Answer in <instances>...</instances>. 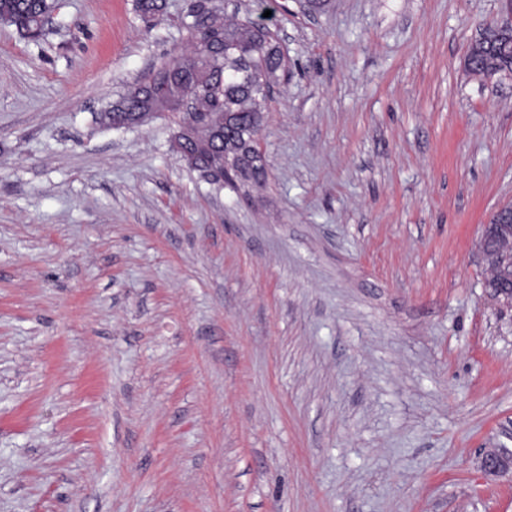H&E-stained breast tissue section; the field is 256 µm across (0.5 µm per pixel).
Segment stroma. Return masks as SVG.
Instances as JSON below:
<instances>
[{"instance_id": "35a3bbf8", "label": "stroma", "mask_w": 512, "mask_h": 512, "mask_svg": "<svg viewBox=\"0 0 512 512\" xmlns=\"http://www.w3.org/2000/svg\"><path fill=\"white\" fill-rule=\"evenodd\" d=\"M0 25V512H512V0H268L267 177L220 186L164 117H95L185 52L188 0ZM481 34L484 37L479 41L474 40L471 43L465 59V66L471 73H486L493 70L492 67L477 69L474 66L475 59L483 54L486 40L497 46L498 54L501 58V66H504V60H512V16L510 21L506 23L485 27ZM479 248L489 276L485 288L491 297L512 308V207L500 208L490 224H484ZM510 280V282H508Z\"/></svg>"}]
</instances>
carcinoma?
<instances>
[{"instance_id": "obj_1", "label": "carcinoma", "mask_w": 512, "mask_h": 512, "mask_svg": "<svg viewBox=\"0 0 512 512\" xmlns=\"http://www.w3.org/2000/svg\"><path fill=\"white\" fill-rule=\"evenodd\" d=\"M54 0H0V24L12 27L24 39L38 41L53 20ZM135 10L143 17L161 20L165 0H135ZM201 16L181 20L189 49L160 65L149 77L129 88L96 115V121L110 127L118 122L138 124L151 113L167 114L178 129L191 134L181 137L179 149L187 165L202 176L224 167V151H238L259 133L252 113L263 111L266 89L279 83L285 73L274 49L273 33L251 21L224 23L208 0L199 4ZM230 122L236 141L226 147L216 139L209 147L202 143L211 129ZM240 180L260 183L265 168L246 163Z\"/></svg>"}]
</instances>
